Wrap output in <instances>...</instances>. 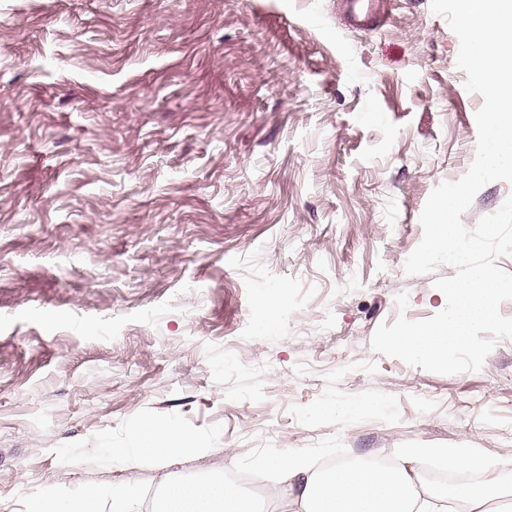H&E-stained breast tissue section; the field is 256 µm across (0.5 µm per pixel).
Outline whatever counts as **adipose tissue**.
<instances>
[{
    "label": "adipose tissue",
    "mask_w": 512,
    "mask_h": 512,
    "mask_svg": "<svg viewBox=\"0 0 512 512\" xmlns=\"http://www.w3.org/2000/svg\"><path fill=\"white\" fill-rule=\"evenodd\" d=\"M192 447L180 429L151 422L141 425L130 448L120 457L165 464ZM436 458L450 471H480V480L457 491L425 481L421 465ZM282 479L277 502L283 512H499L502 500L512 497V483L498 464L472 448H404L396 461L381 464L373 458H337L319 470L292 449L276 450L267 458ZM155 512H261L256 499L227 477L203 481L166 479Z\"/></svg>",
    "instance_id": "obj_1"
}]
</instances>
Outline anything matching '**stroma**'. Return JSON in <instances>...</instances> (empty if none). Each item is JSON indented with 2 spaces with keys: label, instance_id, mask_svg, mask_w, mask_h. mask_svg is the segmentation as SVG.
I'll return each mask as SVG.
<instances>
[{
  "label": "stroma",
  "instance_id": "stroma-1",
  "mask_svg": "<svg viewBox=\"0 0 512 512\" xmlns=\"http://www.w3.org/2000/svg\"><path fill=\"white\" fill-rule=\"evenodd\" d=\"M459 47L431 0L354 31L342 0H0V512L240 468L263 501L273 448H476L512 480V339L454 375L371 348L399 293L446 305L454 268L404 263L475 156ZM148 421L197 450L113 456ZM286 291L281 289L279 292L263 295L257 305L258 320L268 329L274 330L278 322V311L284 300Z\"/></svg>",
  "mask_w": 512,
  "mask_h": 512
}]
</instances>
